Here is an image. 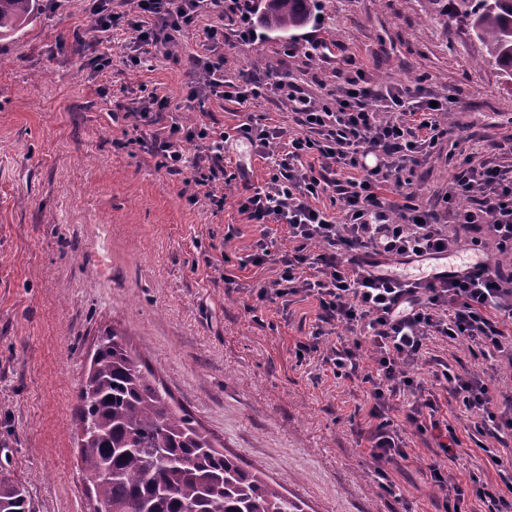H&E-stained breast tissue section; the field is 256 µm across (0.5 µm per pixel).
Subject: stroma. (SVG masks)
<instances>
[{"mask_svg": "<svg viewBox=\"0 0 512 512\" xmlns=\"http://www.w3.org/2000/svg\"><path fill=\"white\" fill-rule=\"evenodd\" d=\"M317 18L287 34L258 30L224 49V76H284L321 94L336 67L307 53L334 44L373 81L420 85L454 99L439 141L413 190L430 205L447 192L449 156L512 138V83L478 66L481 49L451 16V0H319ZM91 0H43L40 15L0 40V449L28 490L33 512H93L95 494L80 462L78 392L101 331L116 328L182 407L244 468L279 483L307 512H444V495L425 472L445 464L434 430L407 422L415 396L395 397L390 418L410 458L378 467L366 437L377 424L362 375L375 369L364 345L356 377H337L315 354L298 356L318 322L316 298L289 306L259 299L275 265L245 264L260 237L238 210V183L223 187L224 209L191 202L180 178L138 144L134 119L112 122L120 105L151 91L180 120L213 113L224 127L265 108L189 100L197 77L155 53L137 65L136 32L122 43L85 33ZM111 66H101L99 53ZM234 237H227L228 229ZM239 290L226 292L225 275ZM451 372L478 375L498 414L512 420V363L465 342L430 340ZM433 366L411 375L439 405L461 441L453 474L481 477L508 496L493 458L512 439L479 435L460 400L438 385Z\"/></svg>", "mask_w": 512, "mask_h": 512, "instance_id": "1", "label": "stroma"}]
</instances>
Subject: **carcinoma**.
Instances as JSON below:
<instances>
[{"mask_svg": "<svg viewBox=\"0 0 512 512\" xmlns=\"http://www.w3.org/2000/svg\"><path fill=\"white\" fill-rule=\"evenodd\" d=\"M40 0H0V40L17 34ZM318 0H268L267 31L286 33L316 17ZM488 62L512 79V0H460ZM140 357L113 329L98 337L79 393L81 458L96 493L94 512H305L224 454L194 418L169 401ZM0 512H32L23 482L0 468Z\"/></svg>", "mask_w": 512, "mask_h": 512, "instance_id": "1", "label": "carcinoma"}]
</instances>
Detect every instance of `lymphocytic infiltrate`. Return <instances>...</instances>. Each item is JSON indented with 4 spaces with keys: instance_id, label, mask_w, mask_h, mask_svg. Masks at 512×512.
<instances>
[{
    "instance_id": "lymphocytic-infiltrate-1",
    "label": "lymphocytic infiltrate",
    "mask_w": 512,
    "mask_h": 512,
    "mask_svg": "<svg viewBox=\"0 0 512 512\" xmlns=\"http://www.w3.org/2000/svg\"><path fill=\"white\" fill-rule=\"evenodd\" d=\"M218 14L219 24L201 27L202 54L190 56L200 77L190 97L215 96L247 106L263 97L261 78L236 83L224 77L222 49L229 38L254 36L253 0H136L132 12L115 10L112 0H93L90 31L94 34L132 29L143 45L167 46L175 32L196 25L204 7ZM335 92L317 98L297 83H279L271 105L287 103L298 135L286 128L249 120L227 129L213 120L186 126L178 120L162 124L166 96L153 92L135 102L131 115L137 125L150 127L147 143L160 155L161 165L183 184L196 201L214 210L224 208L217 186L234 145L245 140L255 153L273 161L269 182L254 185L245 166L236 176L244 192L238 209L263 232L246 261L257 267H277L271 288L263 296L288 299L303 295L319 302L318 324L303 352H320L322 364L334 375L350 376L358 369L361 344L323 349V337L336 328L366 322L376 370L366 375L374 400L370 415L377 425L367 441L372 457L393 464L409 455L390 430V400L408 391L411 366L422 356L428 337L465 340L481 354L503 351L508 335L502 325L512 319V165L500 155L512 154V140L491 145L481 157L465 155L454 175L452 195L466 196L470 205L450 215L416 204L409 190L419 157L428 155L447 136L442 121L450 97H432L422 87H377L364 69L340 71ZM334 192L340 213L318 207L320 195ZM465 229H488L500 256L478 262L475 272L440 284L407 282L383 270L382 261L432 259L460 247L444 218ZM286 225L293 250L279 252L267 226ZM451 223V224H452ZM312 276H303L305 268ZM437 380L458 395L466 410L477 414V432L500 437L512 421L500 422L488 387L474 377L441 369Z\"/></svg>"
}]
</instances>
